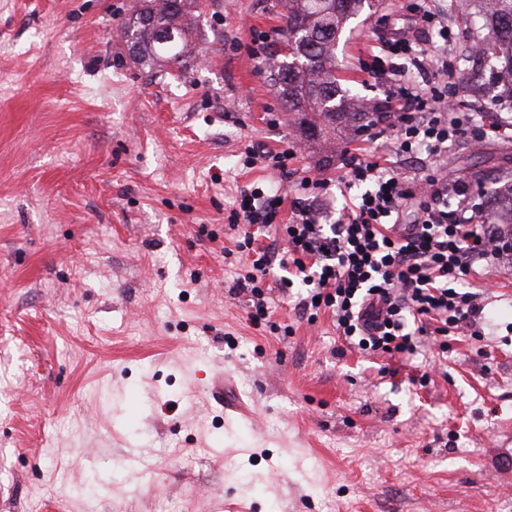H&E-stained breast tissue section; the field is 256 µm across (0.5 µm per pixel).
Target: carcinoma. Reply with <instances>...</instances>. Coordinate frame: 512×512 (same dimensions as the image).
Wrapping results in <instances>:
<instances>
[{"label":"carcinoma","instance_id":"obj_1","mask_svg":"<svg viewBox=\"0 0 512 512\" xmlns=\"http://www.w3.org/2000/svg\"><path fill=\"white\" fill-rule=\"evenodd\" d=\"M486 34L477 55L500 63L494 80L512 87V0H477ZM195 0H142L124 33L138 60L177 66L191 54L189 9ZM375 0H286L281 27L283 59L274 82L300 127L315 136L325 128L357 131L369 113L336 77V43L347 23Z\"/></svg>","mask_w":512,"mask_h":512}]
</instances>
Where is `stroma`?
<instances>
[{
    "label": "stroma",
    "instance_id": "35a3bbf8",
    "mask_svg": "<svg viewBox=\"0 0 512 512\" xmlns=\"http://www.w3.org/2000/svg\"><path fill=\"white\" fill-rule=\"evenodd\" d=\"M284 0H199L184 67L144 65L138 0H0V512H512V263L479 267L480 322L415 357L344 349L327 312L272 288L254 327L228 216L239 192L338 180L383 141L306 137L270 75ZM379 0L336 51L382 105L372 45L417 31ZM458 104L492 121L482 22L453 20ZM265 50L253 56L259 37ZM296 148L295 178L245 151ZM474 207L512 181V134L440 159ZM224 380L223 396L213 383ZM98 489L88 495L89 482Z\"/></svg>",
    "mask_w": 512,
    "mask_h": 512
}]
</instances>
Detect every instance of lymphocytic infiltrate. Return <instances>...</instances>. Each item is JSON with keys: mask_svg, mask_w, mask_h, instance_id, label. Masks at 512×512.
Wrapping results in <instances>:
<instances>
[{"mask_svg": "<svg viewBox=\"0 0 512 512\" xmlns=\"http://www.w3.org/2000/svg\"><path fill=\"white\" fill-rule=\"evenodd\" d=\"M365 71L387 82L385 107L390 158L347 154L340 183L354 191L349 206L331 213L330 180L307 176L292 202L289 223H277L279 192L254 186L240 193L230 227L241 232L238 251L248 254L236 288L250 295L253 326L270 319L268 276L280 271L283 291L298 290L299 314L316 319L329 310L350 347L365 353L415 355L421 336L473 326L484 306L463 284L474 265L512 257V233L472 223L468 186L448 177L436 160L454 142L487 136L471 113L449 105L453 67L433 62L408 33L392 32L374 49ZM426 153L421 171H399L398 159ZM461 215L450 219L449 201ZM414 214L410 234H397L404 207ZM276 233L287 243L275 252L257 239Z\"/></svg>", "mask_w": 512, "mask_h": 512, "instance_id": "lymphocytic-infiltrate-1", "label": "lymphocytic infiltrate"}]
</instances>
